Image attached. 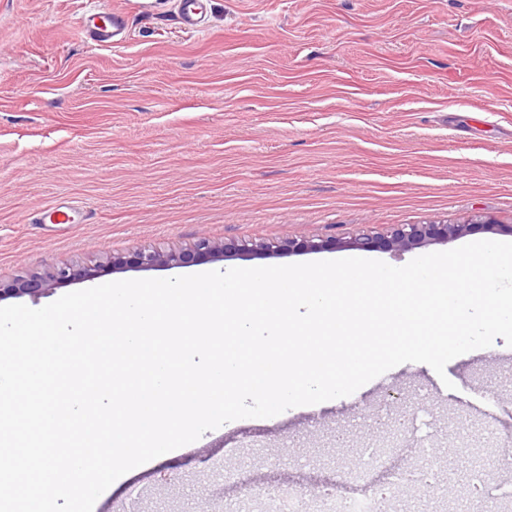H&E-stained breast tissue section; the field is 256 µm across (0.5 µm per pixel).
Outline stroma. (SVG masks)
I'll list each match as a JSON object with an SVG mask.
<instances>
[{"label": "stroma", "instance_id": "1", "mask_svg": "<svg viewBox=\"0 0 512 512\" xmlns=\"http://www.w3.org/2000/svg\"><path fill=\"white\" fill-rule=\"evenodd\" d=\"M99 0H0V284L201 237L349 239L394 224L512 225V0H210L180 29L175 0H108L128 42L85 40ZM68 211L66 224L53 222ZM126 268L59 284L182 275ZM477 349L445 377L405 363L350 396L205 432L117 479L93 512H239L253 487L331 488L336 469L400 429L403 469L448 447L457 416L484 448L512 434V348ZM494 399H487V392ZM375 421L354 429V415ZM242 472L225 482L223 467ZM433 466L440 497L392 512H464L468 459Z\"/></svg>", "mask_w": 512, "mask_h": 512}]
</instances>
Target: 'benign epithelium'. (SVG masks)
<instances>
[{
  "mask_svg": "<svg viewBox=\"0 0 512 512\" xmlns=\"http://www.w3.org/2000/svg\"><path fill=\"white\" fill-rule=\"evenodd\" d=\"M480 231L503 232L512 235V225L496 224L490 219L482 218L468 224H400L384 234H360L348 241L336 237L315 238L312 236L302 240H288L276 244L261 243L251 246L232 241H214L203 237L193 246L179 250L159 251L138 248L127 257H107L91 266L75 264L56 267L45 276L34 275L18 279L5 288L0 287V299L5 296L36 297L50 290V287L55 284L85 280L109 268L187 267L249 252L261 255H283L297 251H335L345 247H354L368 252L407 251L433 242H448Z\"/></svg>",
  "mask_w": 512,
  "mask_h": 512,
  "instance_id": "7a95c632",
  "label": "benign epithelium"
}]
</instances>
